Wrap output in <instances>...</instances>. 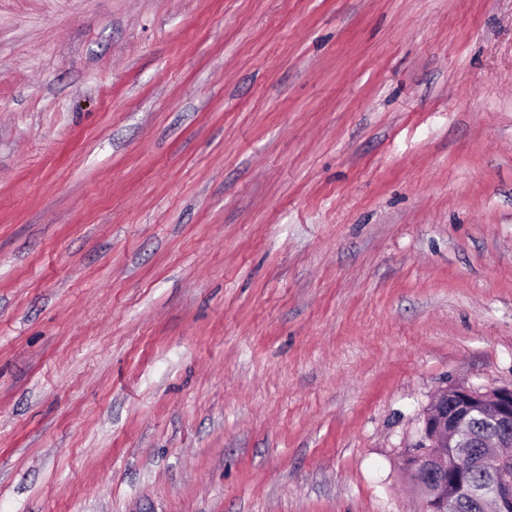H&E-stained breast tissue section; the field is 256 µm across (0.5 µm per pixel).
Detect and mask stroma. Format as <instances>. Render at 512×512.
<instances>
[{
    "label": "stroma",
    "instance_id": "obj_1",
    "mask_svg": "<svg viewBox=\"0 0 512 512\" xmlns=\"http://www.w3.org/2000/svg\"><path fill=\"white\" fill-rule=\"evenodd\" d=\"M512 386V0H0V512H423ZM438 392L432 411L424 418L421 439L405 462L413 484H425L430 478L425 498L429 512H447L448 492L461 499H475L483 512L512 511V455H482L486 445L495 448L512 447V386L481 392L459 386ZM479 415L485 422L481 431L470 427V419ZM479 446V447H474ZM448 448L451 463H448ZM469 458L463 468L459 459ZM477 467L490 474L485 486L473 487L468 475ZM474 484L483 480L481 471L470 474Z\"/></svg>",
    "mask_w": 512,
    "mask_h": 512
}]
</instances>
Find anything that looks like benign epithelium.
Masks as SVG:
<instances>
[{"mask_svg":"<svg viewBox=\"0 0 512 512\" xmlns=\"http://www.w3.org/2000/svg\"><path fill=\"white\" fill-rule=\"evenodd\" d=\"M474 415L485 422L479 432L470 427ZM486 445L512 447V386L486 392L460 386L438 392L424 418L421 439L405 462L413 484L431 479L425 497L427 512H447L450 493L476 500L483 512H512V455L471 452ZM477 467L490 474L482 487L468 481Z\"/></svg>","mask_w":512,"mask_h":512,"instance_id":"benign-epithelium-1","label":"benign epithelium"}]
</instances>
